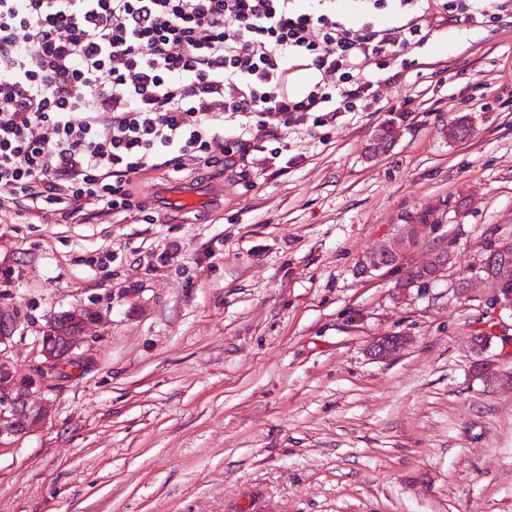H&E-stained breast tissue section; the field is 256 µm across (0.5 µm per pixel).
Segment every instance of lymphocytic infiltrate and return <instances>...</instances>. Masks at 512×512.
I'll list each match as a JSON object with an SVG mask.
<instances>
[{
  "label": "lymphocytic infiltrate",
  "instance_id": "f902f5d3",
  "mask_svg": "<svg viewBox=\"0 0 512 512\" xmlns=\"http://www.w3.org/2000/svg\"><path fill=\"white\" fill-rule=\"evenodd\" d=\"M0 0V186L72 219L138 210L137 179L265 167L279 127L364 112L387 59L434 31L498 22L512 0ZM397 25L377 21L382 12Z\"/></svg>",
  "mask_w": 512,
  "mask_h": 512
}]
</instances>
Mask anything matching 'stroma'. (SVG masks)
Wrapping results in <instances>:
<instances>
[{"label": "stroma", "instance_id": "stroma-1", "mask_svg": "<svg viewBox=\"0 0 512 512\" xmlns=\"http://www.w3.org/2000/svg\"><path fill=\"white\" fill-rule=\"evenodd\" d=\"M409 57L379 111L266 138L294 160L254 186L156 171L141 200L163 179L194 202L151 224L0 214L11 364H42L56 315H101L43 422L0 448V512H512V311L470 277L512 239V17ZM422 215L434 229L399 266L361 274ZM440 251L447 277L400 288ZM382 336L407 343L377 361Z\"/></svg>", "mask_w": 512, "mask_h": 512}]
</instances>
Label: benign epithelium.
<instances>
[{"instance_id":"benign-epithelium-1","label":"benign epithelium","mask_w":512,"mask_h":512,"mask_svg":"<svg viewBox=\"0 0 512 512\" xmlns=\"http://www.w3.org/2000/svg\"><path fill=\"white\" fill-rule=\"evenodd\" d=\"M431 224H403L397 241L372 250L362 263L364 274L381 271L390 264H399L403 254L416 247L428 232ZM452 256L440 252L426 264L414 267L400 284L401 288L412 287V277L424 275V280L431 283L442 279L448 270ZM474 276L483 280L491 288L495 306L501 310H512V290L506 285L512 283V262L504 259L488 266L481 265L474 270ZM99 314L86 310L80 318L79 333L66 336L55 345L51 343V330H46L41 338V353L44 357L43 368L34 375L18 373L8 360L6 353L12 340L15 320L0 315V447L14 443L28 434L34 425L45 417V409L32 403L33 397L43 392L49 382L59 374L61 365L74 360V349L78 346L81 335L88 326L95 324ZM406 338L392 337L388 340L378 338L369 348L375 359H387L395 354L404 344Z\"/></svg>"}]
</instances>
